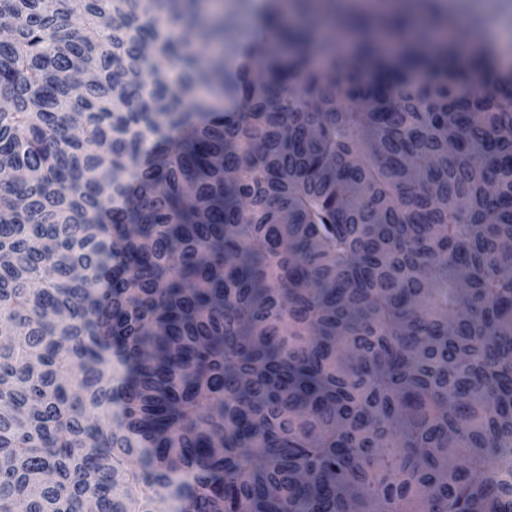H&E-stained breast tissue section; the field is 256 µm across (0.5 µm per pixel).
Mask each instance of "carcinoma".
Instances as JSON below:
<instances>
[{"mask_svg":"<svg viewBox=\"0 0 512 512\" xmlns=\"http://www.w3.org/2000/svg\"><path fill=\"white\" fill-rule=\"evenodd\" d=\"M309 2L0 0V512H512V68Z\"/></svg>","mask_w":512,"mask_h":512,"instance_id":"carcinoma-1","label":"carcinoma"}]
</instances>
